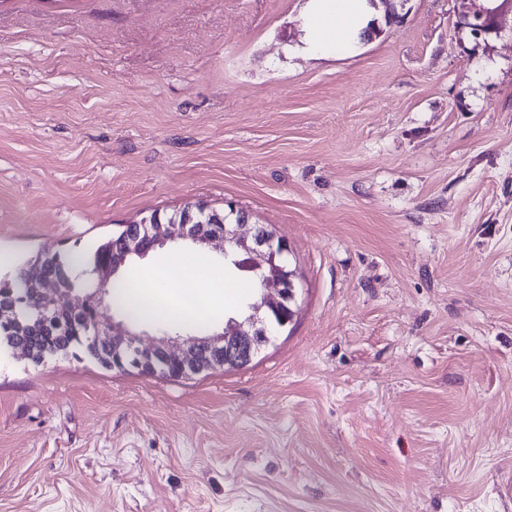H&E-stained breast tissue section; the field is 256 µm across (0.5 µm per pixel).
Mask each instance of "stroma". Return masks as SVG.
<instances>
[{
    "mask_svg": "<svg viewBox=\"0 0 512 512\" xmlns=\"http://www.w3.org/2000/svg\"><path fill=\"white\" fill-rule=\"evenodd\" d=\"M308 3L0 0V253L232 204L298 288L243 368L0 356V512H512V0ZM309 30L315 42L328 47L360 29L372 8L367 0H311Z\"/></svg>",
    "mask_w": 512,
    "mask_h": 512,
    "instance_id": "35a3bbf8",
    "label": "stroma"
}]
</instances>
